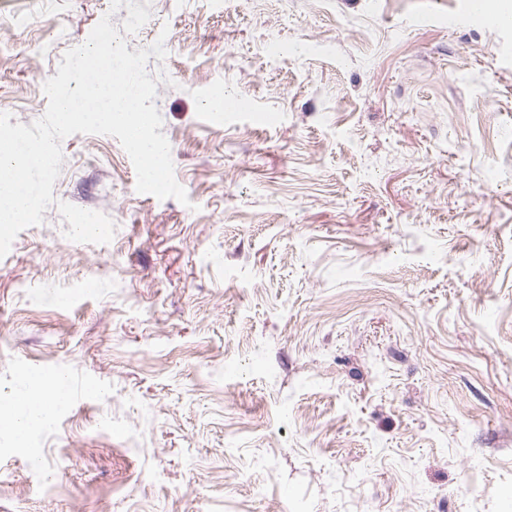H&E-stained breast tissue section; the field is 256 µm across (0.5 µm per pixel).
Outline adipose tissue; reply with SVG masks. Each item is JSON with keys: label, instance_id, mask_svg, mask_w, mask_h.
Segmentation results:
<instances>
[{"label": "adipose tissue", "instance_id": "adipose-tissue-1", "mask_svg": "<svg viewBox=\"0 0 512 512\" xmlns=\"http://www.w3.org/2000/svg\"><path fill=\"white\" fill-rule=\"evenodd\" d=\"M69 395L68 385L59 376L23 369L16 387L0 398V427L17 447H27L34 433L50 426Z\"/></svg>", "mask_w": 512, "mask_h": 512}]
</instances>
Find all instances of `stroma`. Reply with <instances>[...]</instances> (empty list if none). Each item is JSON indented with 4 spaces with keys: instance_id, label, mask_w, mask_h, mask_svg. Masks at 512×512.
I'll return each instance as SVG.
<instances>
[{
    "instance_id": "obj_1",
    "label": "stroma",
    "mask_w": 512,
    "mask_h": 512,
    "mask_svg": "<svg viewBox=\"0 0 512 512\" xmlns=\"http://www.w3.org/2000/svg\"><path fill=\"white\" fill-rule=\"evenodd\" d=\"M467 5L150 0L125 41L168 31L190 203L62 140L0 259V397L74 389L29 449L0 433V512H512V31ZM127 15L0 0V112L40 119Z\"/></svg>"
}]
</instances>
